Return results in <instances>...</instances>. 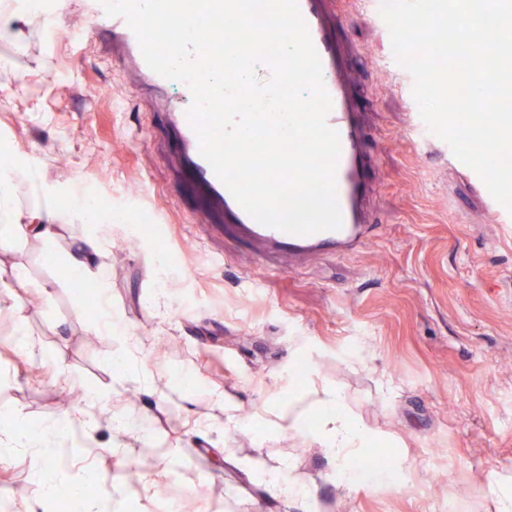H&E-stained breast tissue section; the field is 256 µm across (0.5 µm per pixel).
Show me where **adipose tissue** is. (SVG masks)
Returning <instances> with one entry per match:
<instances>
[{"label":"adipose tissue","mask_w":512,"mask_h":512,"mask_svg":"<svg viewBox=\"0 0 512 512\" xmlns=\"http://www.w3.org/2000/svg\"><path fill=\"white\" fill-rule=\"evenodd\" d=\"M34 163L21 158L0 171V246L11 247L29 239L52 242L54 227L58 224H80L85 232L75 251L69 252L66 263L80 276L93 275L94 262H105L107 255L98 235L100 226L111 224L107 213L89 212L80 200L71 199L62 207L35 205L21 208L16 191L20 184L32 181ZM318 419L315 424L306 421V410H298L288 418V426L295 431L302 442L321 444L326 456L336 463V470L342 473L340 488L351 489L358 476L350 468L352 460L358 457L366 440V432L357 424L337 391L320 390L316 400ZM70 423L63 420L37 429L16 426L7 432H0V454L9 455L23 450L47 465L44 490L46 495H56L63 480L56 474L55 453L62 441L68 440ZM246 467L264 483L266 490L274 497L290 504L302 502L305 508H313L310 493L298 476L280 480L279 475L288 469L289 461L276 460L265 454L247 459Z\"/></svg>","instance_id":"adipose-tissue-1"}]
</instances>
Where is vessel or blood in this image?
<instances>
[{
	"label": "vessel or blood",
	"instance_id": "1",
	"mask_svg": "<svg viewBox=\"0 0 512 512\" xmlns=\"http://www.w3.org/2000/svg\"><path fill=\"white\" fill-rule=\"evenodd\" d=\"M80 4L93 28L111 32L122 50L118 58L120 65L133 68L141 82L169 86V79L148 67L137 37L123 17L107 15L100 0H80ZM297 5L319 54L324 85L332 101L327 123L338 132L341 141L336 170L337 199L342 214L340 229L300 236L256 221L237 203L201 155L198 138L186 115L192 101L189 87H182L179 97L170 98L163 105L166 121L180 144V160L206 201L205 209L197 215L198 223H210L212 212L221 213L225 222L235 225L258 247V261L262 264L286 257L350 253L362 243L371 222L366 130L353 93L352 75L343 62V49L333 37L334 22L325 9V0H297ZM462 172L481 194L486 213L499 223H511L512 212L491 196L478 174L467 166Z\"/></svg>",
	"mask_w": 512,
	"mask_h": 512
}]
</instances>
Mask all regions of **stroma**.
I'll return each mask as SVG.
<instances>
[{
	"mask_svg": "<svg viewBox=\"0 0 512 512\" xmlns=\"http://www.w3.org/2000/svg\"><path fill=\"white\" fill-rule=\"evenodd\" d=\"M328 8L352 50L375 223L357 252L296 259L278 274L233 227L194 223L197 198L153 107L164 90L139 88L102 40L70 42L67 30L87 26L78 0L56 40L34 28L22 44L0 41L13 62L0 70V154L38 160L20 206L92 188L113 211L155 216L138 236L113 228L126 246L101 273L103 296L60 275L80 225L59 226L50 248H0L1 279L27 272L16 301L0 304V420L70 419L96 447L122 441L146 473L156 464L144 448H167L175 497L143 479L126 486L121 512H285L241 466L260 450L290 460L317 512H437L450 497L456 512H490L494 492L512 491V224L489 220L447 156L407 142L418 104L375 66L392 56L388 30L351 18L349 0ZM115 326L143 340L146 380L132 397L114 378ZM314 385L341 392L370 433L363 456L387 455L391 473L343 491L319 445L257 428ZM78 387L111 392V405H64ZM216 388L235 398L243 430L225 432ZM40 469L23 452L0 460L14 512H54ZM112 475L106 457L69 460L70 484L94 483L99 497H111Z\"/></svg>",
	"mask_w": 512,
	"mask_h": 512,
	"instance_id": "35a3bbf8",
	"label": "stroma"
}]
</instances>
